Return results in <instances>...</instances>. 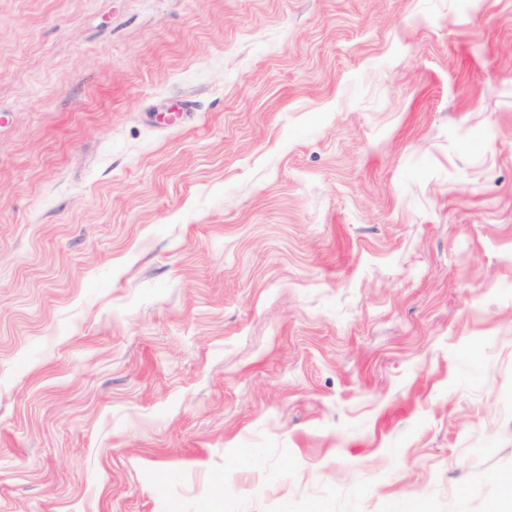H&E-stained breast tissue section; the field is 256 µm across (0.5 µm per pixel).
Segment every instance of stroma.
I'll list each match as a JSON object with an SVG mask.
<instances>
[{
    "label": "stroma",
    "instance_id": "stroma-1",
    "mask_svg": "<svg viewBox=\"0 0 512 512\" xmlns=\"http://www.w3.org/2000/svg\"><path fill=\"white\" fill-rule=\"evenodd\" d=\"M0 512H512V0H0Z\"/></svg>",
    "mask_w": 512,
    "mask_h": 512
}]
</instances>
